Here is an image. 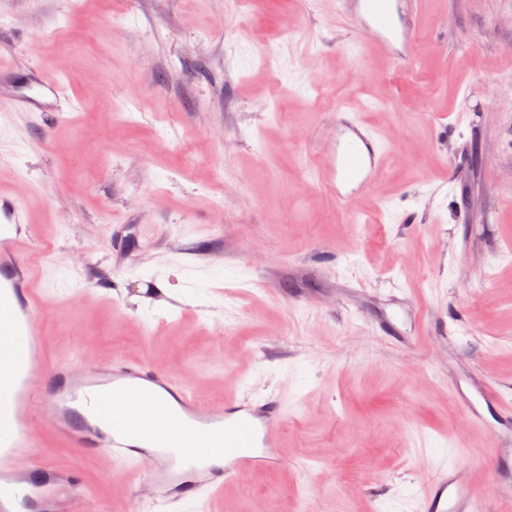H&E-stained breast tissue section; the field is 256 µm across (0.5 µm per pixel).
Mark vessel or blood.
Wrapping results in <instances>:
<instances>
[{"instance_id":"vessel-or-blood-1","label":"vessel or blood","mask_w":512,"mask_h":512,"mask_svg":"<svg viewBox=\"0 0 512 512\" xmlns=\"http://www.w3.org/2000/svg\"><path fill=\"white\" fill-rule=\"evenodd\" d=\"M337 13L353 14L363 41L385 52L395 68L415 66L409 53L421 31L416 0H336ZM0 106L40 112L49 123L74 109L59 83L34 76L18 79L14 65L0 66ZM343 134L333 148L324 181L337 198L369 188L386 148L376 130L336 109ZM29 206L19 195L0 194V512H76L79 480L75 473L35 459L31 421L41 417L62 441L89 453L104 452L113 463L150 464L155 482L169 499L182 503L201 490L219 492L228 480L275 465L272 450L284 417L280 400L262 397L236 401L217 411L198 405L187 385L144 360L116 359L79 368L49 365L43 358L38 323L45 307L37 296L28 255L35 243L28 230ZM477 402L467 403L473 422L479 404L495 407L512 420V403L481 382ZM494 449L490 467L499 493L497 512H512V470ZM421 512H478L467 472L442 464L424 483Z\"/></svg>"}]
</instances>
